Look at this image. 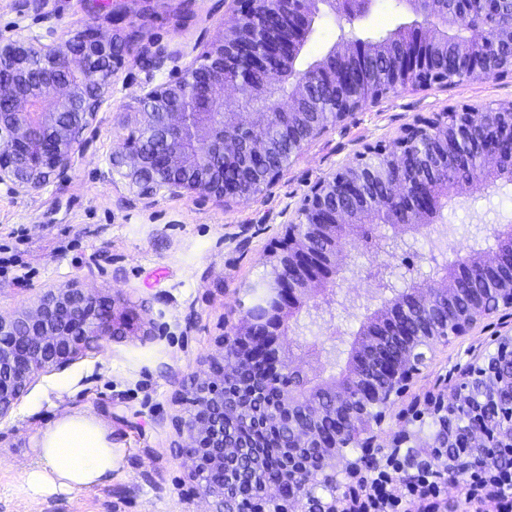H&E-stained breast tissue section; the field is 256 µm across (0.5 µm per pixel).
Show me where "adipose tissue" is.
<instances>
[{
    "label": "adipose tissue",
    "mask_w": 512,
    "mask_h": 512,
    "mask_svg": "<svg viewBox=\"0 0 512 512\" xmlns=\"http://www.w3.org/2000/svg\"><path fill=\"white\" fill-rule=\"evenodd\" d=\"M112 480V437L84 416L59 419L40 440L38 458L24 476V490L37 498L52 492L91 490Z\"/></svg>",
    "instance_id": "obj_1"
}]
</instances>
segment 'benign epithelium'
Masks as SVG:
<instances>
[{"mask_svg":"<svg viewBox=\"0 0 512 512\" xmlns=\"http://www.w3.org/2000/svg\"><path fill=\"white\" fill-rule=\"evenodd\" d=\"M374 0H224L228 24L191 61L146 86L131 113L134 130L112 153L107 177L133 193L195 195L226 206L270 191L288 163L314 140L344 124L389 92L450 86L433 62L456 50L471 78L512 75V0H490L480 16L470 0H400L410 21L376 36L359 33ZM331 15L337 42L302 65V50L318 18ZM391 61L390 90L378 87L367 56ZM164 67L166 57L93 27L62 43L0 39V186L28 195L66 179L124 60ZM360 78L339 112L318 109L319 90L336 93ZM466 137L481 166L458 183L512 181V101L418 114L386 144L367 143L338 169L319 177L281 212L286 226L268 255L272 276L261 295L239 311L220 351L194 376L176 417L175 454L192 472L190 493L207 512H457L448 489L466 500L512 512V330L493 335L494 351L467 350V360L436 378L422 394L414 382L438 347L470 335L493 316L512 319V262L502 242L512 226L492 229L495 249L467 250L451 270L425 284L392 288L395 267L366 268L380 303L360 326L342 375L318 381L305 368L303 346L286 342L291 320L308 306L336 301V274L345 245L365 224H390L417 239L440 216L452 182L414 167L410 146L427 149ZM237 172L233 181L224 172ZM386 183L380 196L374 186ZM497 284L487 301L473 296L465 314L440 324L439 310L457 302L459 282L475 273ZM116 335L111 306L74 282L47 289L30 310L0 314V422L34 379L61 370L107 336ZM397 347L400 354L391 355ZM249 371L255 382L230 389ZM284 383L276 394L265 385ZM281 427L285 450L276 480L266 483L252 444L224 435V416ZM248 463L257 494L242 506L225 476Z\"/></svg>","mask_w":512,"mask_h":512,"instance_id":"1","label":"benign epithelium"}]
</instances>
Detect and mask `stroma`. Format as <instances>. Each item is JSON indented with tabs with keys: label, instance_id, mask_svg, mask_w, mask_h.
I'll return each instance as SVG.
<instances>
[{
	"label": "stroma",
	"instance_id": "35a3bbf8",
	"mask_svg": "<svg viewBox=\"0 0 512 512\" xmlns=\"http://www.w3.org/2000/svg\"><path fill=\"white\" fill-rule=\"evenodd\" d=\"M131 0H0V35L43 43L94 26L108 30L109 16L140 44L163 50L171 64L189 61L225 24L224 0H151L136 25L124 21ZM127 63L116 69L90 134L68 177L26 196L0 190V313L33 307L46 289L76 281L112 301L119 335L86 351L68 368L42 374L0 421V512H205L185 497L188 465L176 457L172 419L191 377L218 351L227 319L250 304L251 289L268 274L265 256L282 240L271 223L318 177L350 159L367 143L388 141L420 113L446 107L512 101V78L465 80L451 88L388 94L345 125L313 142L270 193L229 207L212 200L135 196L121 180L102 173L127 135L126 114L146 84L166 80ZM446 224L453 235L427 232L416 243L415 274L433 276L455 252L492 246L487 231L512 225V185L498 191L455 189ZM339 286L350 295L310 324L308 316L289 340L317 343L334 335L339 355L309 356L313 372L340 375L347 350L373 310L374 285L343 270ZM496 320L438 351L414 386L426 390L447 365L464 358L498 331ZM86 415L112 436V481L89 490L30 499L21 487L35 463L44 431L63 417Z\"/></svg>",
	"mask_w": 512,
	"mask_h": 512
}]
</instances>
